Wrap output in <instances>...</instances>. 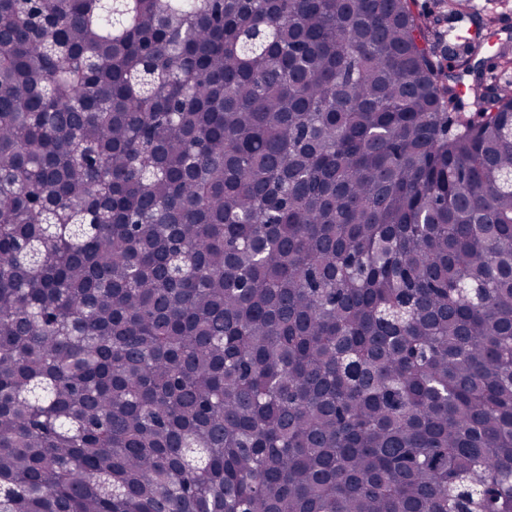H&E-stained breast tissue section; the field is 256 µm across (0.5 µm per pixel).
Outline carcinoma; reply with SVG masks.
<instances>
[{"instance_id":"1","label":"carcinoma","mask_w":512,"mask_h":512,"mask_svg":"<svg viewBox=\"0 0 512 512\" xmlns=\"http://www.w3.org/2000/svg\"><path fill=\"white\" fill-rule=\"evenodd\" d=\"M413 5L0 0V512H512V45Z\"/></svg>"}]
</instances>
